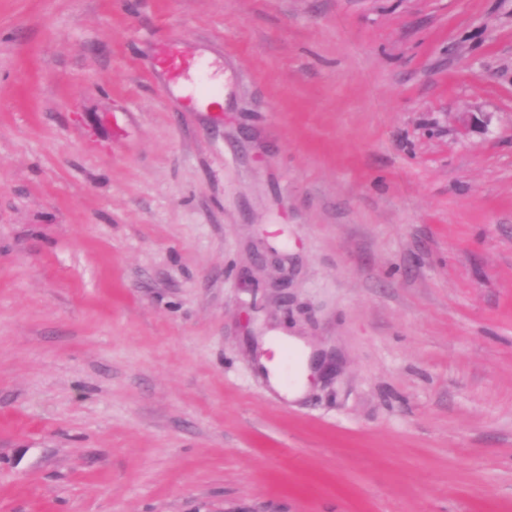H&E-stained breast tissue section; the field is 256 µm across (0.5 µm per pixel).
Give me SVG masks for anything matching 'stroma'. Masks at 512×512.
<instances>
[{"label":"stroma","mask_w":512,"mask_h":512,"mask_svg":"<svg viewBox=\"0 0 512 512\" xmlns=\"http://www.w3.org/2000/svg\"><path fill=\"white\" fill-rule=\"evenodd\" d=\"M0 512H512V0H0ZM259 365L267 372L272 385L280 392L285 393L292 398L299 396L306 387L304 375L307 372L304 369L305 366L303 364L299 366L297 379L290 389H288V385L284 382L281 369L276 360H269L266 356H262L259 359Z\"/></svg>","instance_id":"stroma-1"}]
</instances>
